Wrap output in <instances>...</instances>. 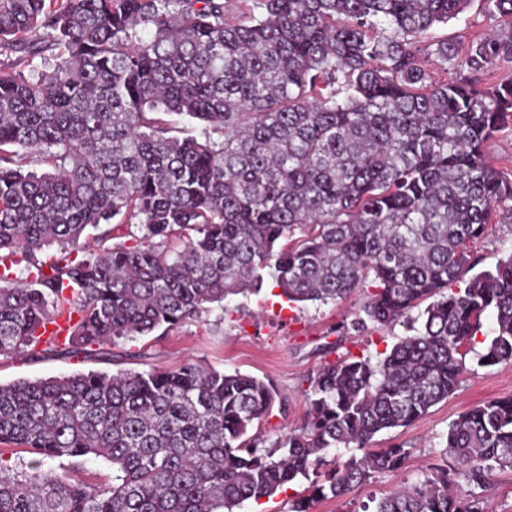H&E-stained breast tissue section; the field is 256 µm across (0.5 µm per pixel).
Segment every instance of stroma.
<instances>
[{
	"instance_id": "35a3bbf8",
	"label": "stroma",
	"mask_w": 512,
	"mask_h": 512,
	"mask_svg": "<svg viewBox=\"0 0 512 512\" xmlns=\"http://www.w3.org/2000/svg\"><path fill=\"white\" fill-rule=\"evenodd\" d=\"M506 19L490 16L482 0H472L458 19L434 28L432 35L458 46L494 29ZM472 252L480 269L493 268L512 252V223L488 225ZM366 292L357 291L337 302L291 303L271 282L259 294L238 295L213 307L199 319L147 336L117 340L107 354L91 349L76 357H0V383L19 379L67 376L90 370L108 373L174 368L194 361L224 372L238 371L270 383L279 401L253 427V434L273 442L286 429L300 424L307 407V379L325 364L345 355L377 358L409 336L403 323L344 334L341 327L361 315ZM468 371L459 388L409 426L380 433L375 445L402 444L409 449L402 469L374 474L344 497L318 500L313 512H361L363 504L412 484L439 462L448 425L461 413L494 398L512 397V367L481 366L467 357Z\"/></svg>"
}]
</instances>
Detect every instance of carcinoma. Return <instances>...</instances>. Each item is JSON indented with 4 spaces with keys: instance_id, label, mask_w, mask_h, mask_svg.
Segmentation results:
<instances>
[{
    "instance_id": "obj_1",
    "label": "carcinoma",
    "mask_w": 512,
    "mask_h": 512,
    "mask_svg": "<svg viewBox=\"0 0 512 512\" xmlns=\"http://www.w3.org/2000/svg\"><path fill=\"white\" fill-rule=\"evenodd\" d=\"M242 2L230 14L224 0H0V262L25 263L24 281L0 277V356H77L176 327L266 278L292 302L370 288L351 329L402 321L414 334L375 362L320 368L301 425L269 446L248 433L277 392L239 371L185 362L0 384V443L35 456L0 463V512H234L309 479L330 448L363 450L289 510L312 512L402 468L408 450L374 437L448 399L469 353L512 365V253L479 272L471 253L512 219V176L484 151L512 134V81L484 83L512 62V27L461 53L426 36L470 0ZM484 3L512 21V0ZM431 58L453 76L433 77ZM172 114L204 132L177 135ZM21 150L48 169L23 170ZM114 220L147 243L81 248ZM60 318L61 344L45 336ZM88 455L112 481L41 469ZM443 457L363 512H488L453 488L512 470V398L453 420Z\"/></svg>"
}]
</instances>
